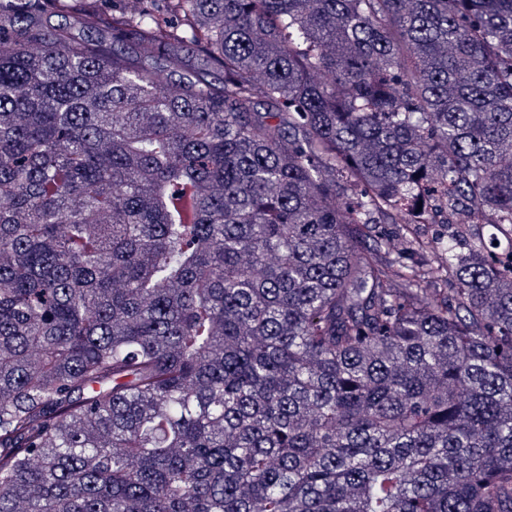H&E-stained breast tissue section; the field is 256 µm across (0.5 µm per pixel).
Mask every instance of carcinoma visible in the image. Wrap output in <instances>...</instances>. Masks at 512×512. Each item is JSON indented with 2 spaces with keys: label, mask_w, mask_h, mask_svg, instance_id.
<instances>
[{
  "label": "carcinoma",
  "mask_w": 512,
  "mask_h": 512,
  "mask_svg": "<svg viewBox=\"0 0 512 512\" xmlns=\"http://www.w3.org/2000/svg\"><path fill=\"white\" fill-rule=\"evenodd\" d=\"M0 512H512V0H0Z\"/></svg>",
  "instance_id": "cac0c4a2"
}]
</instances>
